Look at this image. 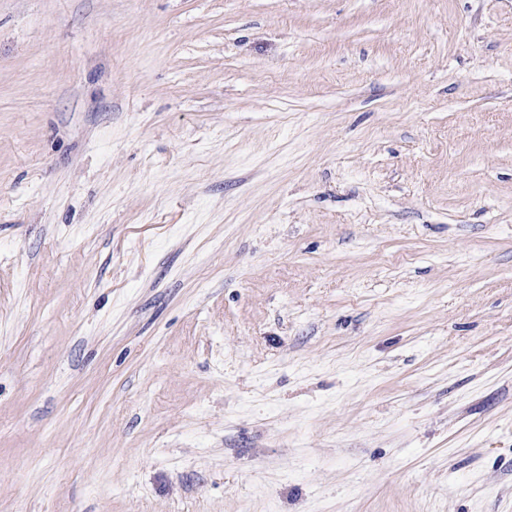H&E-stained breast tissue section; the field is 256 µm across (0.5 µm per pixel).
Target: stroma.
<instances>
[{
    "mask_svg": "<svg viewBox=\"0 0 512 512\" xmlns=\"http://www.w3.org/2000/svg\"><path fill=\"white\" fill-rule=\"evenodd\" d=\"M0 512H512V0H0Z\"/></svg>",
    "mask_w": 512,
    "mask_h": 512,
    "instance_id": "obj_1",
    "label": "stroma"
}]
</instances>
